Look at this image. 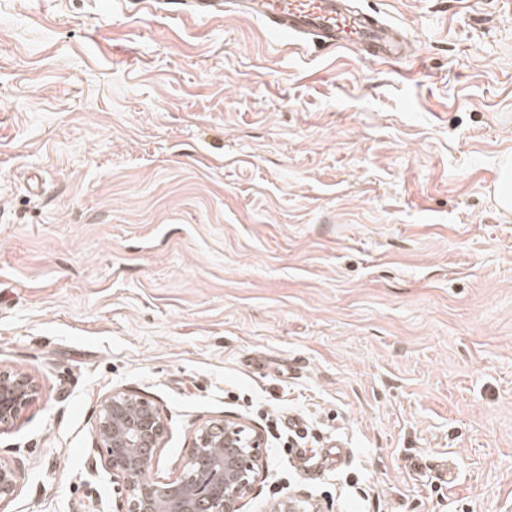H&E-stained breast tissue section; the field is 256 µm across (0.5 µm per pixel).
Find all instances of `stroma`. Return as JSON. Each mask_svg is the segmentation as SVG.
Masks as SVG:
<instances>
[{
  "mask_svg": "<svg viewBox=\"0 0 512 512\" xmlns=\"http://www.w3.org/2000/svg\"><path fill=\"white\" fill-rule=\"evenodd\" d=\"M368 3L415 61L231 12L0 0V368L38 384L0 425V512H120L87 472L117 389L166 420L160 481L204 421L256 427L241 512H512V0ZM292 416L348 450L316 480ZM500 178L495 188V197L499 206L510 211L512 209V159L504 157L500 164ZM20 478L19 468L0 460V506L15 499L20 486Z\"/></svg>",
  "mask_w": 512,
  "mask_h": 512,
  "instance_id": "35a3bbf8",
  "label": "stroma"
}]
</instances>
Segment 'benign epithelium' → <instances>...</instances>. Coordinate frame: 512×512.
<instances>
[{"instance_id":"obj_1","label":"benign epithelium","mask_w":512,"mask_h":512,"mask_svg":"<svg viewBox=\"0 0 512 512\" xmlns=\"http://www.w3.org/2000/svg\"><path fill=\"white\" fill-rule=\"evenodd\" d=\"M36 391L31 375L1 368L0 424L15 419ZM166 432L157 408L132 392L115 390L98 410L96 447L105 454L89 467L123 480L127 512H157L159 498L167 501L168 512H240L258 479L261 433L240 421L209 419L196 429L189 448L188 463L197 466L196 474L161 482L151 473ZM20 478L19 468L0 460V505L15 499Z\"/></svg>"}]
</instances>
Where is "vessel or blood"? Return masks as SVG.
I'll list each match as a JSON object with an SVG mask.
<instances>
[{"instance_id":"obj_1","label":"vessel or blood","mask_w":512,"mask_h":512,"mask_svg":"<svg viewBox=\"0 0 512 512\" xmlns=\"http://www.w3.org/2000/svg\"><path fill=\"white\" fill-rule=\"evenodd\" d=\"M199 18L233 11L261 20L290 41L328 50H357L372 64L413 59L401 26L378 12L359 7L358 0H172Z\"/></svg>"}]
</instances>
